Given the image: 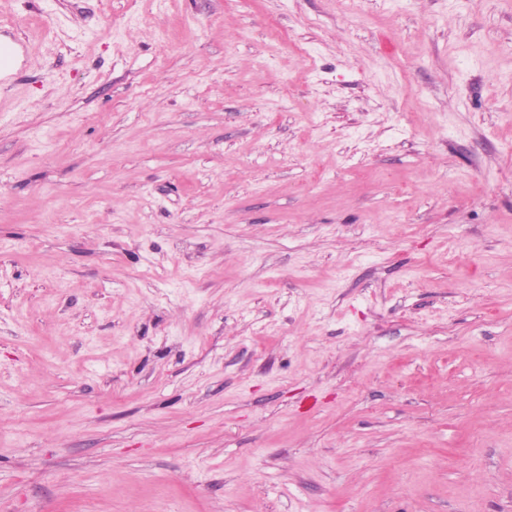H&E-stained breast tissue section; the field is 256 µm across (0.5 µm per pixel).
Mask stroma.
I'll return each mask as SVG.
<instances>
[{"mask_svg":"<svg viewBox=\"0 0 512 512\" xmlns=\"http://www.w3.org/2000/svg\"><path fill=\"white\" fill-rule=\"evenodd\" d=\"M0 512H512V0H0Z\"/></svg>","mask_w":512,"mask_h":512,"instance_id":"1","label":"stroma"}]
</instances>
